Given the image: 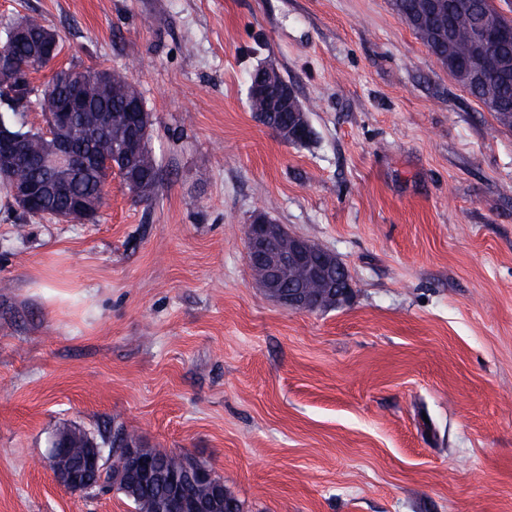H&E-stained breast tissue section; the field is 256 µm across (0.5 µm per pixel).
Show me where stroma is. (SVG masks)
<instances>
[{
	"label": "stroma",
	"mask_w": 512,
	"mask_h": 512,
	"mask_svg": "<svg viewBox=\"0 0 512 512\" xmlns=\"http://www.w3.org/2000/svg\"><path fill=\"white\" fill-rule=\"evenodd\" d=\"M61 67L123 70L162 180L94 221L0 187V512H134L60 487L62 424L206 463L243 512H512V130L392 0H0ZM270 63L314 131L248 105ZM265 212L350 270V306L255 284ZM254 102H250V111L254 112L256 118L266 127L270 128L273 132L280 136V131L283 126L282 112H276L271 109L266 102L261 99L251 98Z\"/></svg>",
	"instance_id": "obj_1"
}]
</instances>
